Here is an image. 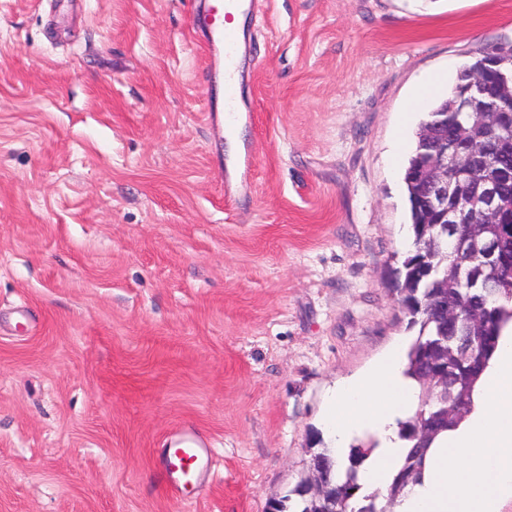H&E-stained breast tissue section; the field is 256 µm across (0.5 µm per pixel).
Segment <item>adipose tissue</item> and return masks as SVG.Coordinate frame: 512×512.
Masks as SVG:
<instances>
[{
	"label": "adipose tissue",
	"mask_w": 512,
	"mask_h": 512,
	"mask_svg": "<svg viewBox=\"0 0 512 512\" xmlns=\"http://www.w3.org/2000/svg\"><path fill=\"white\" fill-rule=\"evenodd\" d=\"M405 349L392 344L365 372L336 384L323 425L338 468H345L354 435H374L377 446L359 469L364 491H386L407 453L398 436V423L417 407L418 386L404 373Z\"/></svg>",
	"instance_id": "ef3b65f1"
}]
</instances>
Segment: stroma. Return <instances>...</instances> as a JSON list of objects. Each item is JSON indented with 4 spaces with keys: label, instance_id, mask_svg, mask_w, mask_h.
<instances>
[{
    "label": "stroma",
    "instance_id": "stroma-1",
    "mask_svg": "<svg viewBox=\"0 0 512 512\" xmlns=\"http://www.w3.org/2000/svg\"><path fill=\"white\" fill-rule=\"evenodd\" d=\"M200 0H0V512H266L410 338L396 138L512 0H244L239 147ZM213 450L187 501L154 462ZM448 81V75L444 73H435L428 75L422 82L416 86L409 101V108L417 109L423 100L434 90L441 88L445 81ZM240 88L232 77L226 78L224 75V108L216 112H211L209 120L212 123L215 136L217 138L224 137V113H234V104L239 100Z\"/></svg>",
    "mask_w": 512,
    "mask_h": 512
}]
</instances>
